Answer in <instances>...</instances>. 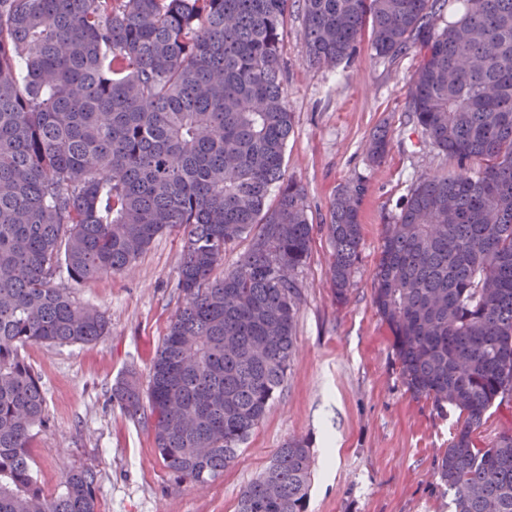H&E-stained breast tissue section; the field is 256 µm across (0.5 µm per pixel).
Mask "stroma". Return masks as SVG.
I'll use <instances>...</instances> for the list:
<instances>
[{
	"instance_id": "1",
	"label": "stroma",
	"mask_w": 512,
	"mask_h": 512,
	"mask_svg": "<svg viewBox=\"0 0 512 512\" xmlns=\"http://www.w3.org/2000/svg\"><path fill=\"white\" fill-rule=\"evenodd\" d=\"M304 16L292 5L281 43L293 132L285 174L305 189L313 224L310 256L295 278L301 290L295 351L280 396L238 459L207 485L176 483L155 452L151 428L112 400L115 382L147 384L155 352L182 305L177 289L184 242L163 234L122 273L70 285L77 302L110 321L109 336L84 345L34 344L24 350L46 399L43 427L30 440L34 474L45 493L64 473H98L99 512H237L241 490L289 439H306L314 478L307 512H451L441 460L463 418L406 384L389 326L374 303L373 269L385 226L412 182L449 162L409 114L408 87L418 50L379 58L363 35L350 63L305 62ZM390 138L381 163L365 143ZM361 181L359 260L345 301L328 281L332 246L325 225L337 189Z\"/></svg>"
}]
</instances>
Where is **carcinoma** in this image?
<instances>
[{"mask_svg":"<svg viewBox=\"0 0 512 512\" xmlns=\"http://www.w3.org/2000/svg\"><path fill=\"white\" fill-rule=\"evenodd\" d=\"M290 0H0V512H98L97 472L46 494L29 443L45 395L22 350L110 334L77 285L126 270L164 232L183 235V304L150 367L112 391L150 424L174 480H218L281 392L301 298L293 277L313 225L285 177L292 114L280 45ZM306 59L349 62L366 26L375 56L420 63L408 112L450 170L408 189L373 272L403 378L465 416L439 472L452 512H512V435L473 432L512 394V0H300ZM385 131L366 142L381 161ZM361 182L326 224L343 301L358 257ZM248 251L216 279L224 251ZM312 458L293 439L237 512H306Z\"/></svg>","mask_w":512,"mask_h":512,"instance_id":"obj_1","label":"carcinoma"}]
</instances>
